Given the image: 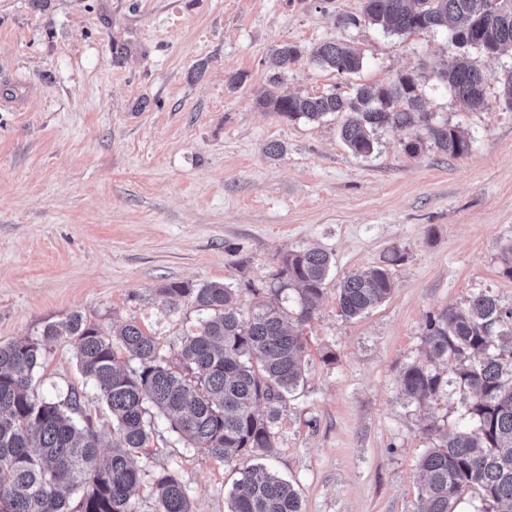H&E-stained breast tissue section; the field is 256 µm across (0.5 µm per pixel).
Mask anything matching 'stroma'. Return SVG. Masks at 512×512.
<instances>
[{"label": "stroma", "instance_id": "1", "mask_svg": "<svg viewBox=\"0 0 512 512\" xmlns=\"http://www.w3.org/2000/svg\"><path fill=\"white\" fill-rule=\"evenodd\" d=\"M362 0H0V343H39L32 388L78 390L102 429L112 418L50 323L80 314L112 330L134 320L174 361L199 323L190 299L163 306L171 281L224 283L242 311L270 288L281 257L317 248L334 262L301 330L308 365L281 403L268 462L304 512H421L418 463L463 423L457 385L418 403L411 365L450 373L424 344L429 316L484 291L512 304V50L472 52L485 102L471 109L438 80L456 53L448 31L397 34L360 17ZM326 42L363 54L358 73L316 64ZM302 59L279 71L276 51ZM316 97L418 81L435 122L459 129L458 156L404 150L408 130L375 131L353 154L341 118L289 120L261 107L273 74ZM244 82L230 87V75ZM284 153L266 154L269 143ZM387 266L390 296L345 317V274ZM129 504L155 512L151 476L180 475L194 512H228L241 460L187 447L157 412Z\"/></svg>", "mask_w": 512, "mask_h": 512}]
</instances>
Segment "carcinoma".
I'll return each mask as SVG.
<instances>
[{"label": "carcinoma", "instance_id": "obj_1", "mask_svg": "<svg viewBox=\"0 0 512 512\" xmlns=\"http://www.w3.org/2000/svg\"><path fill=\"white\" fill-rule=\"evenodd\" d=\"M362 14L374 26L398 34L445 28L462 53L438 79L476 109L485 100L479 70L468 56L474 49L498 55L512 47V0H362ZM294 45L277 50L279 66L299 61ZM322 67L353 74L362 54L336 42L313 54ZM260 103L296 120L343 116L342 141L356 155L374 150L379 129L422 128L434 147L450 155L469 149L455 128L432 122L413 76L385 86H360L350 94L304 97L279 92L280 75ZM333 262L321 250L290 251L273 274L272 301H259L242 314L236 289L223 283L195 287L171 282L160 288L163 302L188 297L202 314L182 340L178 363L165 361L155 339L132 320L118 333L121 346L139 361L127 371L117 364L112 334L73 314L44 328L47 339L73 340L82 374L97 388L112 414V434L103 433L81 413L80 394L62 400L37 398L31 381L39 365L35 342L0 344V512H130L129 499L141 483L135 456L148 448L145 415L153 407L191 447L219 459L248 456L228 492L229 512H303L298 491L259 463L271 447L272 425L284 394L305 371V344L299 326L315 310ZM297 294V327L285 323L283 293ZM384 266L355 271L338 288L341 312L364 314L391 293ZM429 355L452 360V376L407 367L400 380L405 396L425 401L456 382L463 390V418L471 422L442 435L419 461L423 512H454L461 495L476 492L487 502L512 509V306L479 292L464 308H448L429 318L424 335ZM107 448L104 454L101 449ZM156 512H193L185 485L174 470L152 475Z\"/></svg>", "mask_w": 512, "mask_h": 512}]
</instances>
